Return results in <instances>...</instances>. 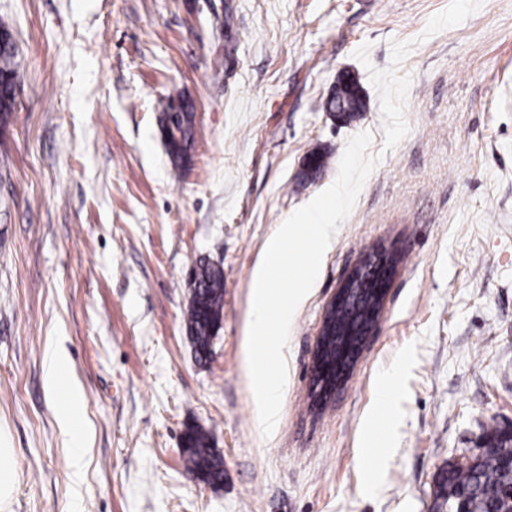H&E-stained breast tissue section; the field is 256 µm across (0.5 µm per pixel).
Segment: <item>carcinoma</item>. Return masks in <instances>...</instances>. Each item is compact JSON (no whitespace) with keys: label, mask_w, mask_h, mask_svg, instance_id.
I'll return each mask as SVG.
<instances>
[{"label":"carcinoma","mask_w":512,"mask_h":512,"mask_svg":"<svg viewBox=\"0 0 512 512\" xmlns=\"http://www.w3.org/2000/svg\"><path fill=\"white\" fill-rule=\"evenodd\" d=\"M12 32L8 24L0 21V123L6 124L14 111L15 86L19 62ZM159 124L167 153L177 167L189 160L193 143L194 114L187 107L172 111L165 106ZM224 317V269L205 259L194 268L187 311V333L195 357L207 363L212 353L213 341L218 335ZM187 467L211 484L224 480V462L211 446V436L201 428H191L185 446ZM512 459V439L498 436L491 446L476 455L465 466L450 463L437 479V508H454L455 499L461 498L470 507L469 512H502L504 502L501 488L512 482V470L507 462Z\"/></svg>","instance_id":"carcinoma-1"}]
</instances>
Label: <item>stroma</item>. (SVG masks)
Masks as SVG:
<instances>
[{
  "mask_svg": "<svg viewBox=\"0 0 512 512\" xmlns=\"http://www.w3.org/2000/svg\"><path fill=\"white\" fill-rule=\"evenodd\" d=\"M448 4L0 0L20 63L0 126V435L16 471L5 512H434L441 470L512 426V0H482L422 39ZM408 40L410 132L387 151L353 53L369 45L382 69ZM346 70L367 100L349 125L323 107ZM171 99L195 113L180 168L158 123ZM361 132L380 162L291 323L283 420L265 437L245 364L251 275ZM314 151L326 167L301 181ZM391 246L401 261L377 331L316 406L328 305L365 254ZM203 257L224 268V318L201 365L186 310ZM56 348L68 362L51 390ZM190 425L224 459L219 487L185 465Z\"/></svg>",
  "mask_w": 512,
  "mask_h": 512,
  "instance_id": "1",
  "label": "stroma"
}]
</instances>
